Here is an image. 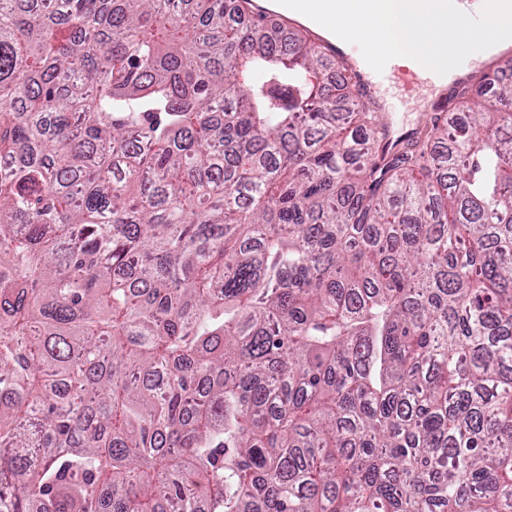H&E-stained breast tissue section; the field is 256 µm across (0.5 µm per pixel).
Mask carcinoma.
<instances>
[{
    "mask_svg": "<svg viewBox=\"0 0 512 512\" xmlns=\"http://www.w3.org/2000/svg\"><path fill=\"white\" fill-rule=\"evenodd\" d=\"M250 2L0 0V512H512V83ZM314 37L321 43L325 53L346 69L357 81L361 92L371 98L380 109L384 121L393 126L394 130L402 127L415 128L423 124L432 114L425 111L420 105L418 90L415 85V74L405 67H399L388 75L383 86L386 106L381 96V85L388 71L394 69L396 64L387 63L381 73L375 72L371 67L362 64L356 55L360 52L357 45L352 49L322 34V28L309 29Z\"/></svg>",
    "mask_w": 512,
    "mask_h": 512,
    "instance_id": "cac0c4a2",
    "label": "carcinoma"
}]
</instances>
